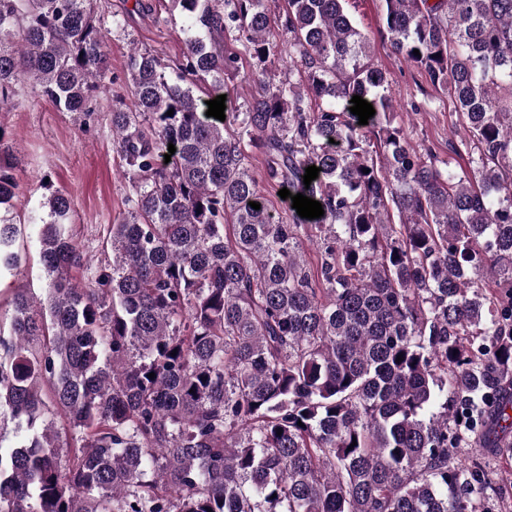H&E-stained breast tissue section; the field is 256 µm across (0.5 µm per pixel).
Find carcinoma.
I'll list each match as a JSON object with an SVG mask.
<instances>
[{
	"label": "carcinoma",
	"instance_id": "1",
	"mask_svg": "<svg viewBox=\"0 0 512 512\" xmlns=\"http://www.w3.org/2000/svg\"><path fill=\"white\" fill-rule=\"evenodd\" d=\"M178 2L197 30L181 58L132 49L130 104L102 113L117 15L0 0V105L29 85L85 126L108 122L129 185L96 261L75 243L71 197L44 202L47 288L17 289L0 318V512H502L512 0H381L382 37L456 104L457 168L405 139L349 0H285L282 22L269 0ZM277 24L300 83L267 76ZM226 35L259 65L241 104ZM223 94L222 122L206 111ZM354 95L375 109L366 125ZM250 147L266 181L324 215L275 219ZM15 165L0 126L7 211ZM19 236L0 217V275L22 267Z\"/></svg>",
	"mask_w": 512,
	"mask_h": 512
}]
</instances>
